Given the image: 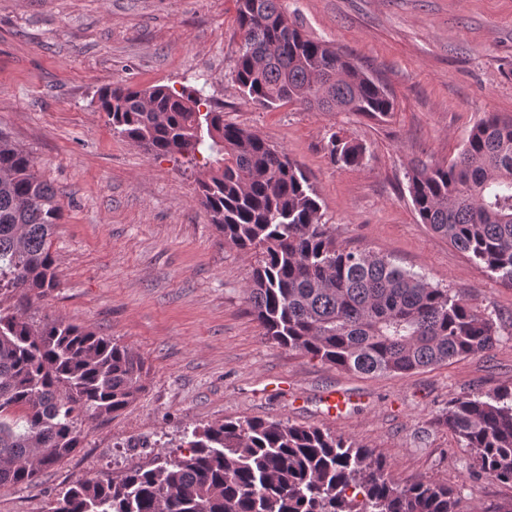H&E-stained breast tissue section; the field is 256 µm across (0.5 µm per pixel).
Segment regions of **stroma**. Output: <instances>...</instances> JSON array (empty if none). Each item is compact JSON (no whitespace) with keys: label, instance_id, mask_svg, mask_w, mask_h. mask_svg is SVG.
<instances>
[{"label":"stroma","instance_id":"1","mask_svg":"<svg viewBox=\"0 0 512 512\" xmlns=\"http://www.w3.org/2000/svg\"><path fill=\"white\" fill-rule=\"evenodd\" d=\"M394 99L390 117L248 101L234 80V0H0V133L35 161L63 219L58 288L25 316L90 329L145 361L137 399L87 419L73 455L28 486H0V512H47L84 478L107 480L176 451L227 419L316 426L367 445L407 486L454 487L461 512L512 502V484L472 479L468 449L438 415L457 397L512 386V285L422 224L415 164L445 163L485 113L512 117V0H283ZM123 81L197 88L224 120L260 134L307 173L323 222L350 248L391 257L463 294L501 326L492 351L403 376L362 375L268 340L246 281L255 257L225 243L200 201V167L115 134L94 99ZM361 144L332 161V133ZM344 394L342 413L328 400Z\"/></svg>","mask_w":512,"mask_h":512}]
</instances>
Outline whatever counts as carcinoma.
I'll return each mask as SVG.
<instances>
[{"label": "carcinoma", "mask_w": 512, "mask_h": 512, "mask_svg": "<svg viewBox=\"0 0 512 512\" xmlns=\"http://www.w3.org/2000/svg\"><path fill=\"white\" fill-rule=\"evenodd\" d=\"M235 2V81L248 100L379 120L393 112L385 87L305 35L281 0ZM98 105L147 151L205 160L198 191L211 223L259 255L247 299L270 340L349 372L396 376L500 341L493 317L461 294L338 244L298 164L224 122L200 91L115 83ZM328 150L349 166L363 160V147L336 133ZM409 193L421 223L512 284V118L491 113L455 159L415 165ZM62 214L31 155L0 134V299L28 303L58 287L51 238ZM144 366L109 337L58 320L36 328L0 307V486L31 485L76 452L83 418L131 405ZM438 423L470 451L477 476L512 483V387L456 398ZM180 447L112 480H78L48 512H460L454 488L402 487L371 449L318 427L229 419L193 429Z\"/></svg>", "instance_id": "1"}]
</instances>
